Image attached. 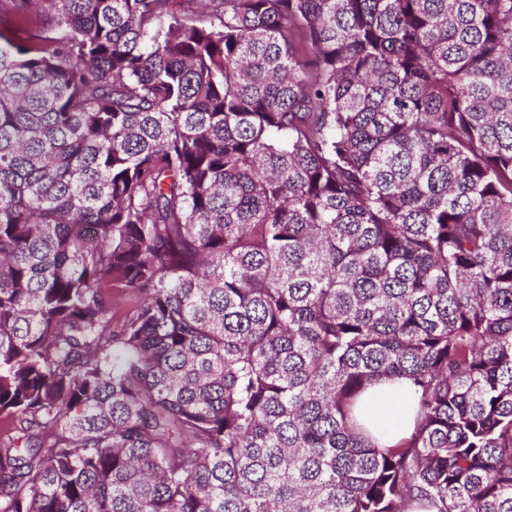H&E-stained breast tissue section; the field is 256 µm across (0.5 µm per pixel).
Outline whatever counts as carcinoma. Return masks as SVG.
<instances>
[{
  "mask_svg": "<svg viewBox=\"0 0 512 512\" xmlns=\"http://www.w3.org/2000/svg\"><path fill=\"white\" fill-rule=\"evenodd\" d=\"M0 422V512H512V0H0ZM415 403V394L405 379L375 383L362 397L359 416L382 446L391 447L412 433Z\"/></svg>",
  "mask_w": 512,
  "mask_h": 512,
  "instance_id": "carcinoma-1",
  "label": "carcinoma"
}]
</instances>
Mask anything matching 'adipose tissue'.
<instances>
[{"label": "adipose tissue", "mask_w": 512, "mask_h": 512, "mask_svg": "<svg viewBox=\"0 0 512 512\" xmlns=\"http://www.w3.org/2000/svg\"><path fill=\"white\" fill-rule=\"evenodd\" d=\"M416 398L406 380L369 386L359 407L361 420L382 446L391 447L410 436L415 425Z\"/></svg>", "instance_id": "ef3b65f1"}]
</instances>
